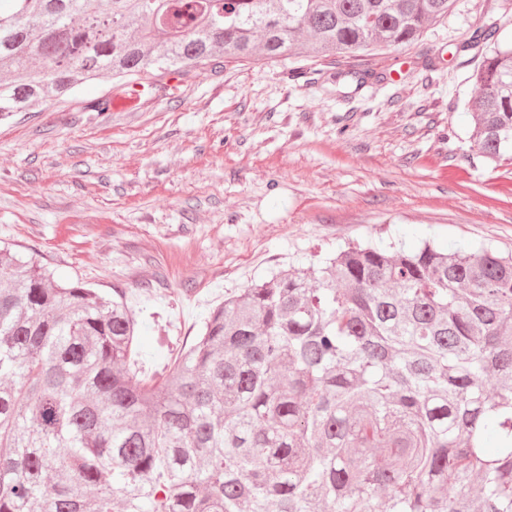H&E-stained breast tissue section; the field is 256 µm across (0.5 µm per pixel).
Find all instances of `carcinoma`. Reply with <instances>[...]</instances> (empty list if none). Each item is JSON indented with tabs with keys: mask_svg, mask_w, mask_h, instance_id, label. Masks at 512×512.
<instances>
[{
	"mask_svg": "<svg viewBox=\"0 0 512 512\" xmlns=\"http://www.w3.org/2000/svg\"><path fill=\"white\" fill-rule=\"evenodd\" d=\"M0 119L88 81L407 46L455 0H7ZM472 75L512 152V45ZM126 291L0 252V512H512V257L351 246L224 299L164 380Z\"/></svg>",
	"mask_w": 512,
	"mask_h": 512,
	"instance_id": "obj_1",
	"label": "carcinoma"
}]
</instances>
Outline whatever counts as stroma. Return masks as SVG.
<instances>
[{
  "mask_svg": "<svg viewBox=\"0 0 512 512\" xmlns=\"http://www.w3.org/2000/svg\"><path fill=\"white\" fill-rule=\"evenodd\" d=\"M512 0H456L411 45L207 65L95 110L92 80L0 120V246L122 288L147 375L271 272L350 243L512 254V163L481 157L472 37ZM366 73L364 83L343 78Z\"/></svg>",
  "mask_w": 512,
  "mask_h": 512,
  "instance_id": "35a3bbf8",
  "label": "stroma"
}]
</instances>
